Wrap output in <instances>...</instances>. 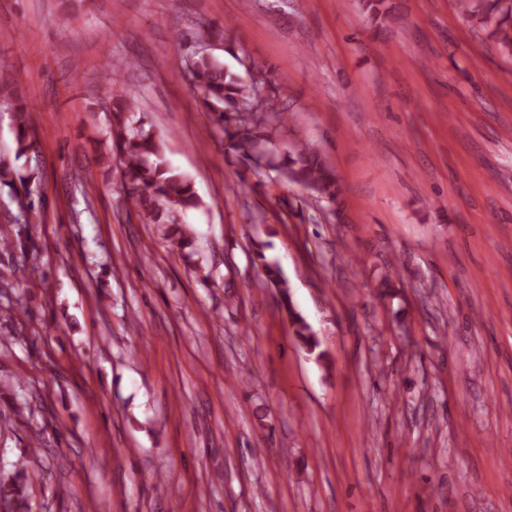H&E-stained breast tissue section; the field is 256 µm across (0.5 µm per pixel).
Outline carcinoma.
<instances>
[{"label":"carcinoma","mask_w":512,"mask_h":512,"mask_svg":"<svg viewBox=\"0 0 512 512\" xmlns=\"http://www.w3.org/2000/svg\"><path fill=\"white\" fill-rule=\"evenodd\" d=\"M465 9L474 11L479 23L492 28L499 50L512 56V0H478V9H473L472 0H459ZM360 9L366 21L373 27L385 23L388 17L387 0H359ZM192 86L201 94L203 111L209 113L211 121L224 135V155L237 161L243 160L258 166L260 160L276 162L275 144L272 137L264 133L263 113L272 112L284 121V109L278 100L270 95L261 102V109L252 110L250 104L255 97L258 81L246 79L236 72L224 68L214 57L198 56L191 71ZM112 118L109 130L112 138V155L103 158L102 163L121 167L120 193L126 205L136 211L145 223L157 226L162 237L172 249L184 250L191 244L187 225L181 217L191 209L203 205L191 179L173 168L165 159L161 144L150 131L145 129L144 115L140 114L137 98L122 94L112 98ZM14 135L16 140L15 158L26 157L34 150L32 131L27 119L25 104L15 100ZM288 181L309 190L318 200L334 201L337 197V180L321 154L309 146L296 149L293 157L284 165ZM38 181L36 169L22 166L10 167L0 164V185L26 198L25 209L32 211L43 205L42 199L35 198L32 187ZM14 240L0 243V250L22 254L21 266L34 256V245L28 221L14 222ZM266 244L256 248L266 280L280 289L282 303L291 317L295 334L308 349H316L320 342L310 333V327L291 305L287 283L279 266L268 260Z\"/></svg>","instance_id":"carcinoma-1"}]
</instances>
